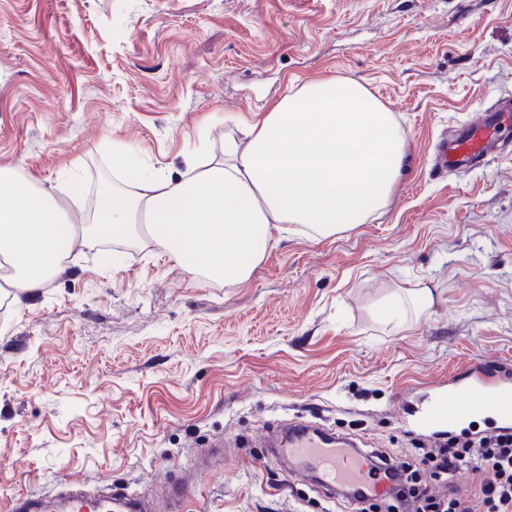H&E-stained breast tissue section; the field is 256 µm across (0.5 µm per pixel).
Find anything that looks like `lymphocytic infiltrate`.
Returning <instances> with one entry per match:
<instances>
[{
	"mask_svg": "<svg viewBox=\"0 0 512 512\" xmlns=\"http://www.w3.org/2000/svg\"><path fill=\"white\" fill-rule=\"evenodd\" d=\"M432 480L447 482L460 470L482 476L477 497L448 492L435 494L417 483L416 472L406 465H388L386 473L396 482L392 512L403 508L401 488H408L415 512H512V432H492L483 436L452 437L427 457Z\"/></svg>",
	"mask_w": 512,
	"mask_h": 512,
	"instance_id": "1",
	"label": "lymphocytic infiltrate"
}]
</instances>
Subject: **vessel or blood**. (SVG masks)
Wrapping results in <instances>:
<instances>
[{"label":"vessel or blood","instance_id":"vessel-or-blood-1","mask_svg":"<svg viewBox=\"0 0 512 512\" xmlns=\"http://www.w3.org/2000/svg\"><path fill=\"white\" fill-rule=\"evenodd\" d=\"M510 116L511 102L480 113L469 125L442 139L437 145L441 166L463 171L490 159L499 150L493 131ZM478 412L490 415L498 427L512 428V378L495 376L491 364L483 361L471 363L464 377L440 384L421 423L437 440ZM286 437L285 456L295 462L297 472H317L323 487L348 488L358 498L385 494L388 479L371 470L366 453L346 437L308 421L289 425ZM59 502L64 512H112L117 503L127 512H148L145 500L129 497L123 488L96 497L74 484Z\"/></svg>","mask_w":512,"mask_h":512}]
</instances>
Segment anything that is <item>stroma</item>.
I'll list each match as a JSON object with an SVG mask.
<instances>
[{
    "mask_svg": "<svg viewBox=\"0 0 512 512\" xmlns=\"http://www.w3.org/2000/svg\"><path fill=\"white\" fill-rule=\"evenodd\" d=\"M315 77L359 80L406 133L389 207L328 238L276 225L240 285L93 238L33 298L0 302V512L72 480L151 495L182 476L187 512H357L255 436L318 418L411 462L429 441L399 412L473 361L512 371V126L471 171L434 160L512 99V0H0V166L78 175L88 218L106 144L176 174L221 155L225 113ZM417 282L426 314L374 319ZM216 438L223 457H204Z\"/></svg>",
    "mask_w": 512,
    "mask_h": 512,
    "instance_id": "stroma-1",
    "label": "stroma"
}]
</instances>
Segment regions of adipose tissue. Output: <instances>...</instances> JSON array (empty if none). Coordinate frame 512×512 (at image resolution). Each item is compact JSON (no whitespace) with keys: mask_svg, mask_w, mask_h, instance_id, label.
Listing matches in <instances>:
<instances>
[{"mask_svg":"<svg viewBox=\"0 0 512 512\" xmlns=\"http://www.w3.org/2000/svg\"><path fill=\"white\" fill-rule=\"evenodd\" d=\"M224 124L222 157L176 176L113 143V180L88 221L70 212L84 195L79 180L61 190L0 166V298L37 291L89 238L124 242L139 232L188 274L245 283L273 246V225L329 237L384 210L406 156L394 113L349 78L308 80L251 118L225 113ZM432 303L430 288L415 286L382 298L375 316L397 325Z\"/></svg>","mask_w":512,"mask_h":512,"instance_id":"adipose-tissue-1","label":"adipose tissue"}]
</instances>
